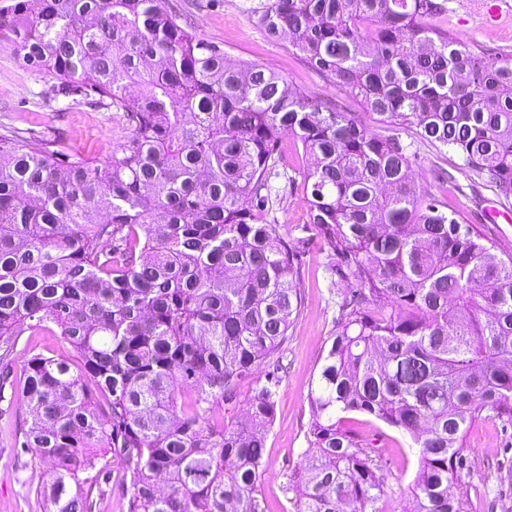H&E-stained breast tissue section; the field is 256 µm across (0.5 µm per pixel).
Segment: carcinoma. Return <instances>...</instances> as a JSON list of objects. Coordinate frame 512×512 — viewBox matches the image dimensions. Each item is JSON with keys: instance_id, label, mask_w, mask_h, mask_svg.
<instances>
[{"instance_id": "cac0c4a2", "label": "carcinoma", "mask_w": 512, "mask_h": 512, "mask_svg": "<svg viewBox=\"0 0 512 512\" xmlns=\"http://www.w3.org/2000/svg\"><path fill=\"white\" fill-rule=\"evenodd\" d=\"M13 0L0 38L57 83L124 112L102 161L0 134V402L19 336L50 329L79 358L32 355L20 448L53 463L49 512H94L131 473L129 512H269L259 496L279 367L221 428L212 406L276 354L300 313V254L273 212L291 136L311 159L309 220L343 282L309 400L295 512H377L381 457L340 426L369 414L418 448L413 512H464L448 491L479 419L512 426V254L412 176L399 136L512 203V62L441 34V0H259L250 19L380 117L321 107L184 25L166 0ZM118 460V464L112 466V460ZM111 479L103 484V494L96 500L95 512H128V500L130 492V475L126 465L119 458L110 459Z\"/></svg>"}]
</instances>
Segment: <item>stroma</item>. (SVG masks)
I'll list each match as a JSON object with an SVG mask.
<instances>
[{
  "label": "stroma",
  "mask_w": 512,
  "mask_h": 512,
  "mask_svg": "<svg viewBox=\"0 0 512 512\" xmlns=\"http://www.w3.org/2000/svg\"><path fill=\"white\" fill-rule=\"evenodd\" d=\"M256 0H169L200 38L219 45L233 60H249L281 74L294 90L318 102L335 105L344 112H363L355 99L339 92L317 67L296 54L287 41H274L254 26L247 9ZM448 10L434 18L438 29L466 45L496 56L512 59V0L498 26L481 20L474 0H447ZM23 133L32 148L52 144L55 149L100 160L111 154L130 134L121 113L102 103L74 94L57 95L53 81L24 65L12 47L0 41V134ZM282 165L271 184L278 192L275 218L302 253L296 280L303 307L298 320L278 352L282 365L277 394V414L266 434L265 476L259 491L270 512H294L286 486L300 472L308 452L307 432L312 421L309 393L336 333V288L327 269V247L308 222L304 175L309 158L300 142L282 140ZM414 178L444 202L449 214L460 223L477 225L495 247L512 242V223L490 222L489 207L498 205L495 190L480 181L459 179L444 185L435 177L437 169H454L460 163L452 150L416 145ZM17 363L10 382L12 403H0V512H48L39 488L50 472L34 454L17 448L28 417L22 397L24 376L21 364L31 355L68 356L72 350L60 337L48 331L28 332L16 346ZM343 428L363 435L384 464L386 494L378 502V512H408L410 486L418 468L411 438L373 416L352 412L340 421ZM469 471L459 485L468 493L466 512H501L494 506L492 492H500L504 503L512 505V485L503 478L512 470V428L500 421L478 420L466 436Z\"/></svg>",
  "instance_id": "1"
}]
</instances>
